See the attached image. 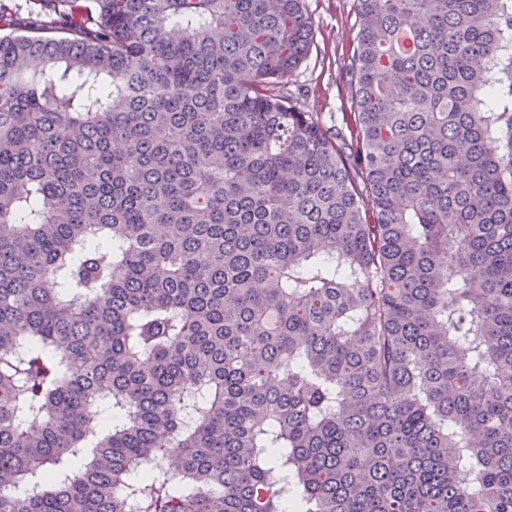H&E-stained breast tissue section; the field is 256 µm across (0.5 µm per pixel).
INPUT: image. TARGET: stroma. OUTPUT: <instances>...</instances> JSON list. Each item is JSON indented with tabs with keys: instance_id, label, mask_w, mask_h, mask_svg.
Returning <instances> with one entry per match:
<instances>
[{
	"instance_id": "stroma-1",
	"label": "stroma",
	"mask_w": 512,
	"mask_h": 512,
	"mask_svg": "<svg viewBox=\"0 0 512 512\" xmlns=\"http://www.w3.org/2000/svg\"><path fill=\"white\" fill-rule=\"evenodd\" d=\"M303 6L314 23L313 40L284 90L293 104L332 129L356 109L345 68L354 49L357 0H304Z\"/></svg>"
}]
</instances>
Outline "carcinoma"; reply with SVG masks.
<instances>
[{"instance_id": "1", "label": "carcinoma", "mask_w": 512, "mask_h": 512, "mask_svg": "<svg viewBox=\"0 0 512 512\" xmlns=\"http://www.w3.org/2000/svg\"><path fill=\"white\" fill-rule=\"evenodd\" d=\"M0 35V512H512V0ZM126 413L103 426L101 410ZM314 23L305 60L288 78L284 91L304 112H313L328 128L343 125L357 112L345 74L357 31L356 0H303Z\"/></svg>"}]
</instances>
